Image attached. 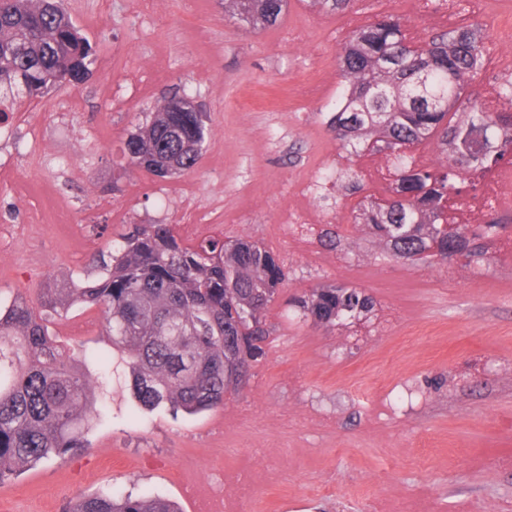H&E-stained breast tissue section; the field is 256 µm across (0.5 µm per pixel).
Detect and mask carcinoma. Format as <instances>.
<instances>
[{"label": "carcinoma", "instance_id": "1", "mask_svg": "<svg viewBox=\"0 0 512 512\" xmlns=\"http://www.w3.org/2000/svg\"><path fill=\"white\" fill-rule=\"evenodd\" d=\"M287 0H224V12L253 27L275 25ZM341 13L352 0H307ZM402 22L384 17L357 28L337 57L345 92L329 127L350 154L364 147L402 158L409 147L435 144L439 161L402 176L381 203L361 200L352 232L362 228L393 259L464 267L485 255L483 239L500 224H461L448 203H468L464 184L512 149V81L499 96L504 108L467 105L462 94L482 67L485 47L469 26L437 33L413 55L405 50ZM91 46L61 0H0V112L12 110L14 92L60 86L87 68ZM159 100L149 122L126 141L130 163L159 177L191 171L206 129L203 115L168 111ZM489 132L477 149L461 145L464 129ZM456 235L448 236V227ZM286 280L279 258L238 239L235 247L213 239L184 245L167 224L137 225L123 247L102 264L100 279L78 288H54L38 302L23 296L0 308V482L42 462H63L89 450L85 434L109 382L71 364L49 334L54 315L75 304L97 307L106 336L124 365L128 390L141 408L162 404L197 414L224 404L244 383L241 369L270 336L264 316ZM299 318L333 327L374 309L372 297L343 286L314 288L292 299ZM67 512H179L160 496L109 490L76 498Z\"/></svg>", "mask_w": 512, "mask_h": 512}]
</instances>
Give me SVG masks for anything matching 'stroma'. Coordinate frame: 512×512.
I'll list each match as a JSON object with an SVG mask.
<instances>
[{
	"mask_svg": "<svg viewBox=\"0 0 512 512\" xmlns=\"http://www.w3.org/2000/svg\"><path fill=\"white\" fill-rule=\"evenodd\" d=\"M96 51L88 74L14 109L43 131L40 167L11 162L27 194L0 184V225L13 235L0 261V305L95 280L137 224L199 220L186 244L215 232L278 255L288 276L265 312L271 334L247 384L223 406L174 414L142 410L113 384L106 415L86 434L89 453L23 470L0 483V512H63L74 498L113 489L151 493L197 512L198 495L227 471L265 468L235 512H512V255L473 267L395 260L374 238L360 247L314 243L306 253L281 219L287 186L318 169L347 168L328 120L342 94L337 54L357 27L404 19L421 42L455 25L479 26L482 70L464 95L486 102L501 84L499 52L512 42V0H355L330 14L288 0L261 30L225 17L224 0H63ZM324 76L319 96L301 85ZM180 92L205 113L195 169L158 178L128 166L125 142L154 102ZM76 102L72 113L62 97ZM66 205L52 221L33 215L42 190ZM111 210L98 208L99 198ZM372 296L370 318L322 328L288 307L328 286ZM90 377L111 368L104 315L72 307L49 324Z\"/></svg>",
	"mask_w": 512,
	"mask_h": 512,
	"instance_id": "stroma-1",
	"label": "stroma"
}]
</instances>
